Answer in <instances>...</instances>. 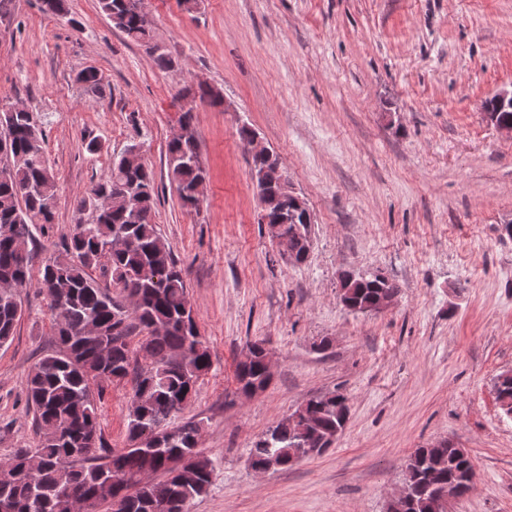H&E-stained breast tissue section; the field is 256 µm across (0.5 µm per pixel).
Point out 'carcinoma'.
<instances>
[{"instance_id": "obj_1", "label": "carcinoma", "mask_w": 512, "mask_h": 512, "mask_svg": "<svg viewBox=\"0 0 512 512\" xmlns=\"http://www.w3.org/2000/svg\"><path fill=\"white\" fill-rule=\"evenodd\" d=\"M128 0H98L100 11L130 41L154 42L146 16L132 11ZM76 80L91 90L101 88L94 67L81 70ZM0 135L17 159L8 176L0 180V347L16 335L22 315L21 290L35 287L45 296L57 329L58 351L44 356L27 377L28 404L41 430L33 448H18L0 462V470L13 482L0 484V505L7 512H75L100 484L110 481L127 512H190L211 482L213 464L198 451L199 424L180 421L190 404L198 380L212 366L211 354L192 317L183 270L155 224L154 175L147 162L121 154L89 196L79 201L93 219L79 222L61 240L62 256L33 272L29 244L34 232L55 220L56 179L43 147V130L32 133L21 112H0ZM168 179L176 186L181 205L198 210L202 199L196 186L205 180L194 133H172L166 149ZM122 186L129 202L112 206V191ZM311 214L280 187L270 188L261 202L260 221L268 234L279 226L288 236L289 254L296 263L308 259L307 237ZM152 267V281L140 276ZM100 271L101 277L94 275ZM340 279L348 287L347 310L360 313L373 307L389 291L392 280L377 274L346 269ZM98 336L85 335L88 324ZM138 346H132L133 339ZM235 376L243 394L267 386L271 375L265 348L258 347L238 362ZM130 379L131 395L139 404L128 410L127 442L144 429L156 430L160 440L146 448L105 446L97 400L116 380ZM503 414L512 417V374L502 373L495 383ZM347 398L324 393L305 403L312 424H277L254 443L249 462L254 471H286L305 458L318 456L309 434L331 436L349 419ZM475 459L453 443L440 448H417L405 466V497L389 504L388 512H439L434 491L454 481L461 495L469 492V473ZM145 470L165 478L147 486L139 476Z\"/></svg>"}]
</instances>
